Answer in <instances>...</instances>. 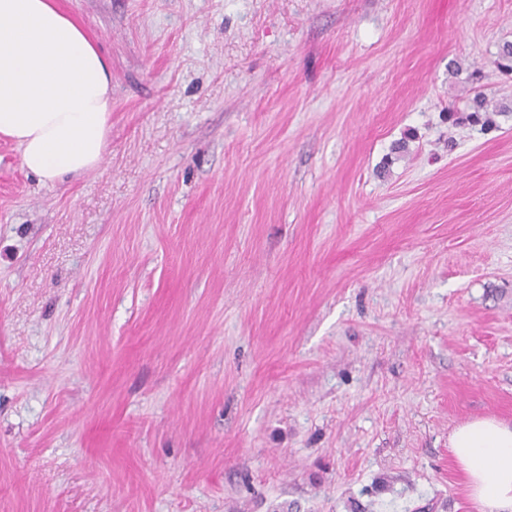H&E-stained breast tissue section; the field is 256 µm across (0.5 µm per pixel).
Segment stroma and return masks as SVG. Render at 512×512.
Instances as JSON below:
<instances>
[{
    "instance_id": "stroma-1",
    "label": "stroma",
    "mask_w": 512,
    "mask_h": 512,
    "mask_svg": "<svg viewBox=\"0 0 512 512\" xmlns=\"http://www.w3.org/2000/svg\"><path fill=\"white\" fill-rule=\"evenodd\" d=\"M101 165L0 137V512H477L512 425V0H56ZM470 113L466 115V119L474 124H481L489 126L494 123L493 115L498 112H509L507 106H498L494 104L483 94H477L472 99V105H470ZM448 441L478 512H512V427L475 418L457 426Z\"/></svg>"
}]
</instances>
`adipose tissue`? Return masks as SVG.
<instances>
[{
	"label": "adipose tissue",
	"instance_id": "ef3b65f1",
	"mask_svg": "<svg viewBox=\"0 0 512 512\" xmlns=\"http://www.w3.org/2000/svg\"><path fill=\"white\" fill-rule=\"evenodd\" d=\"M112 77L98 46L53 0H0V135L48 182L95 170L111 128ZM478 512H512V426L490 417L448 438Z\"/></svg>",
	"mask_w": 512,
	"mask_h": 512
}]
</instances>
